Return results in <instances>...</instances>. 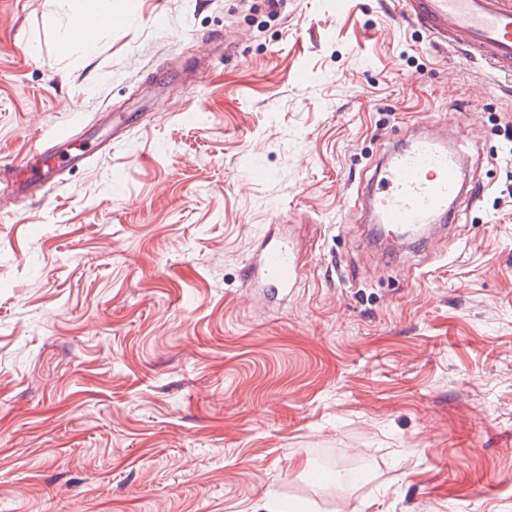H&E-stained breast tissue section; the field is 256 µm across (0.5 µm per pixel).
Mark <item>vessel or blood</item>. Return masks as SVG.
Returning a JSON list of instances; mask_svg holds the SVG:
<instances>
[{
  "instance_id": "1",
  "label": "vessel or blood",
  "mask_w": 512,
  "mask_h": 512,
  "mask_svg": "<svg viewBox=\"0 0 512 512\" xmlns=\"http://www.w3.org/2000/svg\"><path fill=\"white\" fill-rule=\"evenodd\" d=\"M399 16L424 30L433 44L456 42L464 58L512 75V0H396ZM84 153L62 150L58 141L35 142L22 156L25 179L4 177L17 194H40L51 177L48 163L76 166ZM480 194V184L464 158L445 142L426 136L394 148L383 160L360 202L369 223L398 233L413 224L446 219L462 200ZM249 277L278 297L296 287L298 263L287 244L263 240L248 263Z\"/></svg>"
}]
</instances>
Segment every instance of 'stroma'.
Instances as JSON below:
<instances>
[{"label": "stroma", "mask_w": 512, "mask_h": 512, "mask_svg": "<svg viewBox=\"0 0 512 512\" xmlns=\"http://www.w3.org/2000/svg\"><path fill=\"white\" fill-rule=\"evenodd\" d=\"M510 105L381 0H0V166L136 120L0 182V512H512ZM421 132L484 191L390 255L357 199ZM59 140H37L22 156L19 169L28 172L25 179L20 180L14 172L3 171L4 178L12 182L13 188L20 196H33L40 194L46 185L50 183L53 178L48 174L51 170V165L54 170L60 171L66 166H77L85 159L84 152L77 151H63V145H59ZM57 158L61 161L57 162ZM41 161L43 167H47L45 172L43 167L38 165ZM57 163V164H56ZM248 279L266 288L267 295L276 298L295 288L300 280L298 262L287 244L271 243L264 236L260 249L248 263Z\"/></svg>", "instance_id": "1"}]
</instances>
